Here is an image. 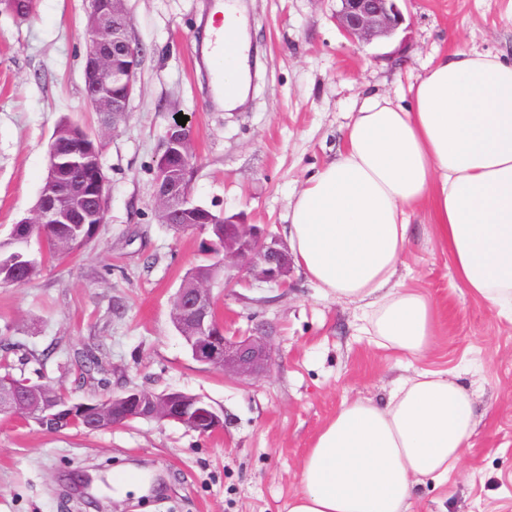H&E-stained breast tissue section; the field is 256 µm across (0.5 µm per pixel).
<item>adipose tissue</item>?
Instances as JSON below:
<instances>
[{
    "label": "adipose tissue",
    "mask_w": 512,
    "mask_h": 512,
    "mask_svg": "<svg viewBox=\"0 0 512 512\" xmlns=\"http://www.w3.org/2000/svg\"><path fill=\"white\" fill-rule=\"evenodd\" d=\"M219 34L233 63L225 106L248 87L247 40L235 0ZM409 104L362 98L345 144L311 175L288 215L296 264L325 294L364 305L361 332L421 357L434 310L392 280L429 205L427 244L448 247L467 296L512 318V61L457 50L430 63ZM476 427L467 389L444 370L403 381L386 403H343L301 464L288 512H407L424 479L461 462Z\"/></svg>",
    "instance_id": "obj_1"
}]
</instances>
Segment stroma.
Instances as JSON below:
<instances>
[{
  "label": "stroma",
  "mask_w": 512,
  "mask_h": 512,
  "mask_svg": "<svg viewBox=\"0 0 512 512\" xmlns=\"http://www.w3.org/2000/svg\"><path fill=\"white\" fill-rule=\"evenodd\" d=\"M214 0H127L143 49L129 112L104 141L108 212L93 240L45 259L25 285L0 284V361L15 376L74 399L137 386L202 397L224 425L202 435L137 419L87 433L0 420V512H92L74 472L97 476L103 512H288L299 464L343 402L386 400L422 369L451 370L472 394L477 427L460 467L417 490L409 512H512V320L466 296L446 246L414 241L394 278L435 310L436 344L418 360L359 331L362 305L323 295L300 268L288 289L253 278L214 283L228 335L268 328L269 366L250 378L195 361L171 321L173 298L203 252L159 223L154 165L177 114L188 117L194 204L265 224L285 237L305 180L336 156L358 101L408 93L430 60L456 49L512 59V0H403L395 35L356 50L336 26V0H238L250 89L236 110L213 100L197 55ZM87 0L0 10V240L41 190L48 145L65 118L97 132L84 101ZM99 370L77 385L78 359ZM154 486L117 497L113 471Z\"/></svg>",
  "instance_id": "1"
}]
</instances>
